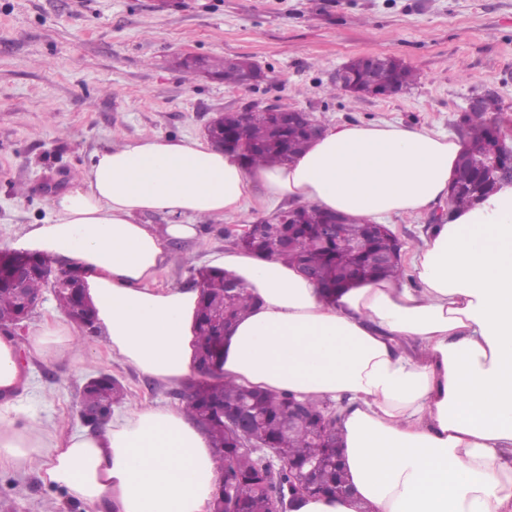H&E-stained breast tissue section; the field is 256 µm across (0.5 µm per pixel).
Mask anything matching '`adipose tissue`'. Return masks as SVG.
Returning a JSON list of instances; mask_svg holds the SVG:
<instances>
[{
	"label": "adipose tissue",
	"instance_id": "ef3b65f1",
	"mask_svg": "<svg viewBox=\"0 0 512 512\" xmlns=\"http://www.w3.org/2000/svg\"><path fill=\"white\" fill-rule=\"evenodd\" d=\"M469 141L390 123L323 126L291 163L249 166L206 141L140 136L92 154L51 216L10 249L81 275L113 359L170 386L197 375L201 291L155 287L167 245L247 210L254 190L356 224L443 205ZM162 212L168 224L142 223ZM209 267L255 299L224 338L222 378L330 404L351 484L297 512H512V185L430 227L402 278L325 295L234 247ZM83 366L73 325L0 336V468L37 472L92 512H206L220 472L182 409L137 404L96 431L21 414L25 356Z\"/></svg>",
	"mask_w": 512,
	"mask_h": 512
}]
</instances>
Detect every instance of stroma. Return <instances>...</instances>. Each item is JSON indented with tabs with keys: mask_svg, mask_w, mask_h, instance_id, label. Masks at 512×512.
Returning <instances> with one entry per match:
<instances>
[{
	"mask_svg": "<svg viewBox=\"0 0 512 512\" xmlns=\"http://www.w3.org/2000/svg\"><path fill=\"white\" fill-rule=\"evenodd\" d=\"M250 56L264 72L251 87L176 70V58ZM394 56L416 82L391 98L335 91L350 59ZM494 94L512 144V0H0V244L43 223L51 196L70 186L91 155L145 133L200 138L219 112L251 102L311 113L318 123L392 122L459 132L471 100ZM200 227L171 246L157 283L190 285L194 269L226 245L224 233L267 211ZM82 371L31 363L22 411L81 429L87 376L122 382L127 403L182 407L188 385L158 383L84 339ZM0 512H88L33 473L0 469Z\"/></svg>",
	"mask_w": 512,
	"mask_h": 512,
	"instance_id": "35a3bbf8",
	"label": "stroma"
}]
</instances>
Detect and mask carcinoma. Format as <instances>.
<instances>
[{"label":"carcinoma","mask_w":512,"mask_h":512,"mask_svg":"<svg viewBox=\"0 0 512 512\" xmlns=\"http://www.w3.org/2000/svg\"><path fill=\"white\" fill-rule=\"evenodd\" d=\"M349 68L353 86L347 93L356 99L381 97L395 83L407 89L416 80L412 68L391 56L379 58L374 66L356 59L349 63ZM204 69L227 85L240 83L241 68L224 60L206 62ZM497 112L498 101L488 94L480 112L466 118L470 145L458 164L450 188L451 207L478 205L499 188L494 177L477 166L478 159L490 146L492 127L499 126ZM222 129L242 130L246 152L241 158L252 165H285L311 143L302 122L277 129L271 126L269 116L261 109H254L245 117L237 112L224 113ZM295 212L297 218L290 224L261 225L250 243L231 235L225 239L233 247H242L262 257H276L301 270H312L317 283L330 295L358 280L402 275L403 267L395 255L393 239L375 234L372 224H346L349 238L365 244L364 250L356 251L332 241L323 245L315 241L319 225L329 223L333 214L308 205L296 208ZM386 253L391 259L382 264L378 257ZM18 260L14 254L0 257V328L3 330L14 326L25 310L20 293L9 278L10 268ZM196 275L202 288L197 313L196 361L199 372L210 375L221 363L224 335L249 313L253 299L222 271L202 268ZM125 397L123 384L104 373L97 384L83 388L80 403L96 405L104 400L112 406L123 403ZM293 400L294 397L286 393H266L229 380L212 383L207 379L191 386L184 396L183 408L208 435L223 483L231 486L246 512H269L273 494L289 502L291 508H297L299 500L290 501L288 497L299 472L331 452L329 448L318 447L308 426H288ZM226 410L250 413L256 442L268 448L288 449L286 462L272 472L263 458L242 448L240 436L226 426ZM347 483L348 474L341 464L321 470L318 476V485L328 488L332 495Z\"/></svg>","instance_id":"obj_1"}]
</instances>
